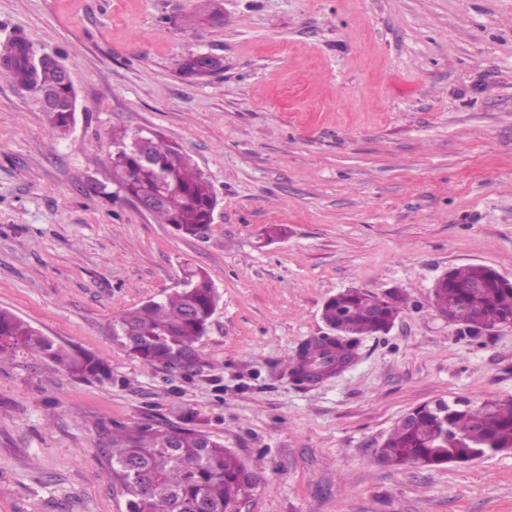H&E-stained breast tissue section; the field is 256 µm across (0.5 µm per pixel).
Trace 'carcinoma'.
<instances>
[{
	"label": "carcinoma",
	"mask_w": 512,
	"mask_h": 512,
	"mask_svg": "<svg viewBox=\"0 0 512 512\" xmlns=\"http://www.w3.org/2000/svg\"><path fill=\"white\" fill-rule=\"evenodd\" d=\"M0 65L36 97L47 94L54 106L43 109L52 131L66 134L74 119L76 94L60 77L58 63L37 55L27 41L9 40ZM131 136L115 135L112 168L127 196L159 195L151 215L159 224H170L185 237H201L210 228L216 197L210 182L177 143L158 133L148 141L152 161L145 163L127 150ZM481 287H473L474 283ZM393 304L381 296L348 289L330 297L322 318L331 334L304 342L283 371L299 385L312 384L321 375L334 373L337 363H351L360 337L391 328L404 297L391 292ZM219 294L201 269L183 271L180 287L159 301H148L122 312L114 331L127 333L133 345L126 352L142 363L171 370L175 356L190 351L203 366L198 341L205 336L218 307ZM433 304L448 319L478 336L494 323L512 318V282L482 264H463L447 272L433 289ZM18 350L47 358L76 379L108 378L109 368L89 355H75L7 309H0V363ZM178 440L171 428L142 425L112 429L102 449L113 477L123 486L128 512H238L239 504L256 486L255 476L224 443L206 432L181 427ZM512 450V398L423 404L410 411L408 420L396 424L378 455L388 464L421 467L460 464L474 458Z\"/></svg>",
	"instance_id": "obj_1"
}]
</instances>
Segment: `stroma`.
I'll use <instances>...</instances> for the list:
<instances>
[{
    "label": "stroma",
    "mask_w": 512,
    "mask_h": 512,
    "mask_svg": "<svg viewBox=\"0 0 512 512\" xmlns=\"http://www.w3.org/2000/svg\"><path fill=\"white\" fill-rule=\"evenodd\" d=\"M15 35L69 70L81 110L53 134L0 69V308L112 378L24 350L0 366V512H126L112 428L188 420L257 475L240 512H512V450L377 458L421 404L512 396V324L470 337L432 303L459 265L512 280V0H0V49ZM199 53L219 70L184 75ZM145 129L211 181L207 237L113 182V135ZM189 265L220 301L186 378L113 325ZM348 288L406 303L343 371L296 384L285 361Z\"/></svg>",
    "instance_id": "obj_1"
}]
</instances>
